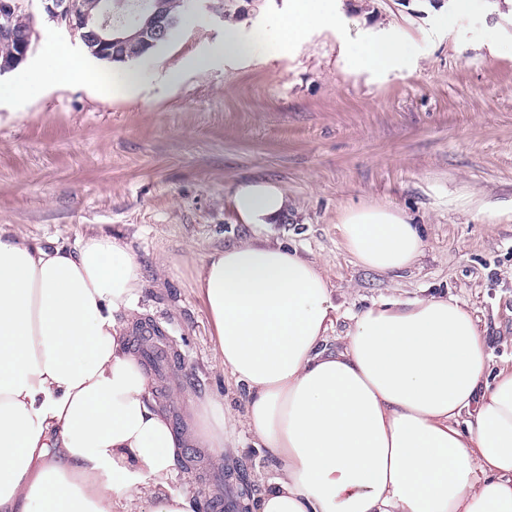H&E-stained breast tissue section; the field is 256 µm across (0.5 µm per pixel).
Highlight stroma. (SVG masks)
<instances>
[{
    "instance_id": "stroma-1",
    "label": "stroma",
    "mask_w": 512,
    "mask_h": 512,
    "mask_svg": "<svg viewBox=\"0 0 512 512\" xmlns=\"http://www.w3.org/2000/svg\"><path fill=\"white\" fill-rule=\"evenodd\" d=\"M20 4L34 29L22 68L37 90L0 98V226L43 243L122 234L144 278V314L129 341L144 352L141 333L156 326L173 346L171 360L158 354L145 367L175 428L209 396L241 407L194 277L208 250L251 237L228 200L244 181L284 189L288 210L270 241L297 248L344 289L335 334L346 313L381 299L444 295L477 318L493 365L512 363V17L496 0L449 27L423 0H343L349 23L397 29L412 46L415 68L382 79L346 70L340 28L280 50L271 33L288 0H236L258 41L231 64L219 50L224 23L205 11L185 16L151 55L109 65L47 20L38 0ZM50 44L80 58L93 81L41 83L32 67ZM197 57L206 66L188 67ZM363 207L416 224L424 251L414 265L382 273L345 250L336 226ZM486 209L496 223L485 222ZM174 389L181 400H168ZM233 438L239 452H225L218 467L207 449L182 453L170 487L194 492L200 512H239V490H262L270 454L247 433Z\"/></svg>"
}]
</instances>
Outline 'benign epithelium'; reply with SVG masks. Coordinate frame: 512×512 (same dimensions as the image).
I'll list each match as a JSON object with an SVG mask.
<instances>
[{
	"label": "benign epithelium",
	"instance_id": "7a95c632",
	"mask_svg": "<svg viewBox=\"0 0 512 512\" xmlns=\"http://www.w3.org/2000/svg\"><path fill=\"white\" fill-rule=\"evenodd\" d=\"M110 0H98V13L93 15L83 7L81 0H42L48 17L60 26L80 33L82 41L93 51L108 56L122 45L126 38L117 36L121 30H129L142 15H147L144 30L151 36L150 43L156 45L168 39L177 25V20L160 16L153 11L156 0H136L131 19H115L109 6ZM16 12L15 0H0V40L13 42L18 48V57L24 59L30 48V36H19L12 25Z\"/></svg>",
	"mask_w": 512,
	"mask_h": 512
}]
</instances>
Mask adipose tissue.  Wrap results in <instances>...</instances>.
Segmentation results:
<instances>
[{
  "label": "adipose tissue",
  "instance_id": "1",
  "mask_svg": "<svg viewBox=\"0 0 512 512\" xmlns=\"http://www.w3.org/2000/svg\"><path fill=\"white\" fill-rule=\"evenodd\" d=\"M341 0H288L276 39L302 45L342 23ZM344 63L409 68L395 29L350 39ZM229 202L252 238L196 270L216 357L246 392L242 412L211 397L188 431L170 423L128 343L142 269L121 237L42 243L0 227V512H198L172 492L183 448L224 462L228 423L269 451L272 476L249 512H512V365L492 367L466 305L386 298L325 342L340 306L328 272L267 240L282 187L244 182ZM336 230L358 264L403 270L423 241L401 213L351 209Z\"/></svg>",
  "mask_w": 512,
  "mask_h": 512
}]
</instances>
